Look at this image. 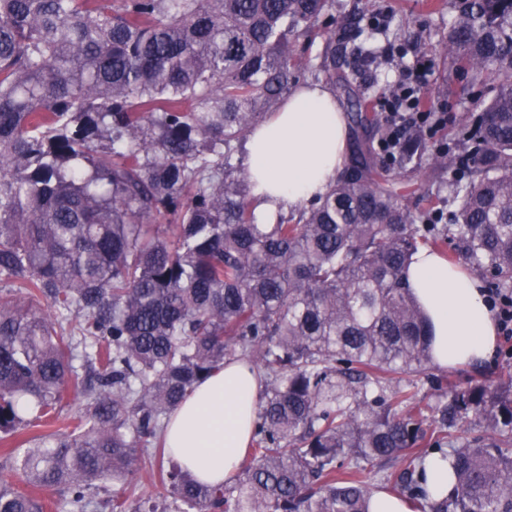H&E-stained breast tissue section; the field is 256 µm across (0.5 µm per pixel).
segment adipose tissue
I'll list each match as a JSON object with an SVG mask.
<instances>
[{"label": "adipose tissue", "instance_id": "adipose-tissue-1", "mask_svg": "<svg viewBox=\"0 0 512 512\" xmlns=\"http://www.w3.org/2000/svg\"><path fill=\"white\" fill-rule=\"evenodd\" d=\"M245 149L258 214L271 223L336 183L347 163V116L327 85L304 86L248 136ZM408 282L427 316L438 367L491 356L497 325L476 276L423 248L411 260ZM261 387L256 369L234 360L172 414L167 446L197 480L220 483L236 473Z\"/></svg>", "mask_w": 512, "mask_h": 512}]
</instances>
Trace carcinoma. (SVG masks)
<instances>
[{"instance_id":"cac0c4a2","label":"carcinoma","mask_w":512,"mask_h":512,"mask_svg":"<svg viewBox=\"0 0 512 512\" xmlns=\"http://www.w3.org/2000/svg\"><path fill=\"white\" fill-rule=\"evenodd\" d=\"M335 0H0V441L58 418L70 382L85 412L23 453L0 512H370L373 480L413 507L424 463L447 445L451 496L431 512H512V380L448 388L421 407L408 388L432 362L406 280L421 248L453 244L512 292V0H453L431 52L474 84L497 83L460 153L446 224H429L383 177L365 141L324 195L257 222L241 142L277 111ZM377 125L353 75L320 65ZM422 134L399 166L418 164ZM77 314L83 321L65 331ZM81 361L80 376L74 361ZM231 360L263 383L235 477L198 482L162 442L166 418ZM491 437L468 436L469 419ZM163 492L135 508L141 462Z\"/></svg>"}]
</instances>
